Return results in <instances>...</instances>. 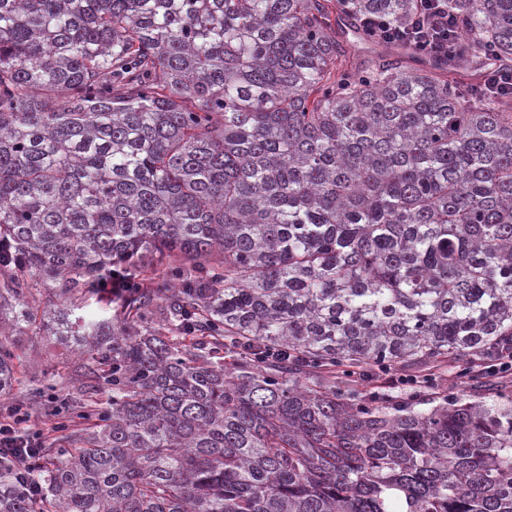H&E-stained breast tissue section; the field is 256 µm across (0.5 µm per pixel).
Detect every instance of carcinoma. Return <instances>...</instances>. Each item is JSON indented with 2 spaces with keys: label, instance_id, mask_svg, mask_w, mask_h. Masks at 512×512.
<instances>
[{
  "label": "carcinoma",
  "instance_id": "1",
  "mask_svg": "<svg viewBox=\"0 0 512 512\" xmlns=\"http://www.w3.org/2000/svg\"><path fill=\"white\" fill-rule=\"evenodd\" d=\"M419 0H0V393L32 313L131 276L72 338L112 387L0 461V512H512V394L386 400L349 371L512 345V0H448L415 69L346 29ZM286 349L288 359L263 358Z\"/></svg>",
  "mask_w": 512,
  "mask_h": 512
}]
</instances>
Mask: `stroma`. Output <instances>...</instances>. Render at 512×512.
Wrapping results in <instances>:
<instances>
[{
	"mask_svg": "<svg viewBox=\"0 0 512 512\" xmlns=\"http://www.w3.org/2000/svg\"><path fill=\"white\" fill-rule=\"evenodd\" d=\"M27 279L32 288L26 302L34 316L11 338L16 383L8 394L0 396V411L22 406L30 414V427L38 430L55 426L58 417L70 416L82 399L96 409L108 408L112 392L92 379L91 356L80 354L72 343L53 336L47 327L49 312L61 302L58 282L36 273L28 274Z\"/></svg>",
	"mask_w": 512,
	"mask_h": 512,
	"instance_id": "1",
	"label": "stroma"
}]
</instances>
